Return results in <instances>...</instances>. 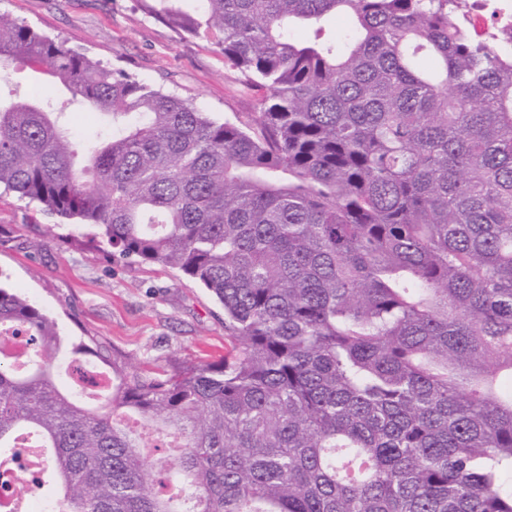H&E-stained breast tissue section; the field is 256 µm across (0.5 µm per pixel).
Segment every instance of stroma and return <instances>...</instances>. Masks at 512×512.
I'll use <instances>...</instances> for the list:
<instances>
[{"instance_id":"obj_1","label":"stroma","mask_w":512,"mask_h":512,"mask_svg":"<svg viewBox=\"0 0 512 512\" xmlns=\"http://www.w3.org/2000/svg\"><path fill=\"white\" fill-rule=\"evenodd\" d=\"M0 14L214 117L232 120L253 107L218 48L176 34L139 11L135 0H0ZM34 87L80 137L94 134L95 123L31 65L17 61L0 75L2 98ZM90 234L80 224H58L18 193L0 191V285L53 316L62 335L96 337L136 368L172 357L224 356V309L206 289L169 268L112 260Z\"/></svg>"}]
</instances>
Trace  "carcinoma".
<instances>
[{"mask_svg":"<svg viewBox=\"0 0 512 512\" xmlns=\"http://www.w3.org/2000/svg\"><path fill=\"white\" fill-rule=\"evenodd\" d=\"M183 2L138 0L220 49L247 119L0 15L1 70L107 117L80 164L38 91L0 103V187L206 288L229 351L130 370L82 338L112 379L85 401L55 322L0 288V334L31 342L0 359V469L46 449L54 512H512V52L458 0ZM148 426L178 438L175 494ZM143 437L145 441L151 446V448H147L145 450L146 454V470L151 478H155L157 476L158 463L161 461L170 462L171 451L166 445L165 448H154L152 445L158 439L157 435L153 433L151 430H145L143 432Z\"/></svg>","mask_w":512,"mask_h":512,"instance_id":"1","label":"carcinoma"}]
</instances>
